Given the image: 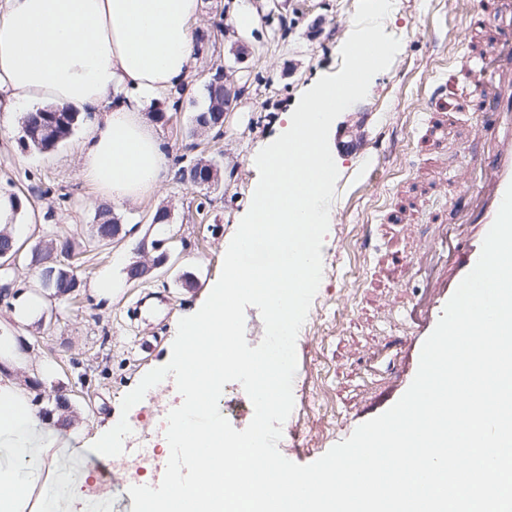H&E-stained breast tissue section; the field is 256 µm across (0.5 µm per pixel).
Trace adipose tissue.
<instances>
[{
  "label": "adipose tissue",
  "instance_id": "obj_1",
  "mask_svg": "<svg viewBox=\"0 0 512 512\" xmlns=\"http://www.w3.org/2000/svg\"><path fill=\"white\" fill-rule=\"evenodd\" d=\"M198 0H0V114L55 106L92 115L80 176L114 205L144 200L170 177L144 115L189 77ZM77 448L25 387L0 384V512H107L81 491Z\"/></svg>",
  "mask_w": 512,
  "mask_h": 512
}]
</instances>
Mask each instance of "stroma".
Wrapping results in <instances>:
<instances>
[{"mask_svg": "<svg viewBox=\"0 0 512 512\" xmlns=\"http://www.w3.org/2000/svg\"><path fill=\"white\" fill-rule=\"evenodd\" d=\"M226 0H200L198 32L214 36L215 48L195 54L187 91L179 106L155 99L148 114L172 111L170 123H157L161 148L172 169L199 158L218 162V179L194 186L171 177L159 192L143 201L113 207L128 235L117 245L86 253L82 284L70 297L39 290V275L28 262L17 263L11 295L0 296V339L23 349L32 373L36 407L47 410L60 426V444L80 447L108 421L127 416L135 422L141 447L153 460L165 454L159 413L178 398L176 388L160 387L154 401L136 404L122 414L121 401L151 369L166 364L180 318L199 309L210 284L218 280L224 252L247 213L258 180L253 157L283 125L307 88L322 75L337 73L340 49L353 28L357 0H279L282 20L260 19L243 27L244 44L223 34ZM478 0H397L384 21L385 33L398 37L401 48L390 67L377 74L365 99L333 123L329 144L339 178L330 208L329 229L321 249L323 278L297 342L299 378L294 409L282 426L291 461L309 464L321 457L349 410L379 380L367 352L392 339L395 322L383 321L375 286L376 263L397 243L390 230L394 206L401 201L400 183L416 176L418 193L428 204L413 208L411 226L418 235L432 233L430 219L453 218L450 189L467 176L460 159L448 158V180L432 173V154L421 111L435 79L464 44L470 12ZM236 94L227 106L223 133L191 137L193 115L208 104L206 85L219 67ZM88 128L79 121L71 137L54 150L25 146L19 120L0 122V192L18 196L32 222L15 225L24 239L38 241L70 232L85 241L100 201L80 175L78 147ZM167 208L173 237L172 271L154 273L146 282H127L126 262L139 259L141 242L157 238L150 221ZM192 275L184 285L179 273ZM112 285L99 287L103 276ZM38 293L40 319L16 322L17 295ZM147 295L166 297L165 314L151 327L130 320L128 307ZM159 339L157 351H140L144 332ZM91 465L86 489L103 486L112 512H131L133 485H149L154 468L120 467L101 475L98 454L87 452Z\"/></svg>", "mask_w": 512, "mask_h": 512, "instance_id": "stroma-1", "label": "stroma"}]
</instances>
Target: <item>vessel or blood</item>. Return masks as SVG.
Masks as SVG:
<instances>
[{"instance_id": "obj_1", "label": "vessel or blood", "mask_w": 512, "mask_h": 512, "mask_svg": "<svg viewBox=\"0 0 512 512\" xmlns=\"http://www.w3.org/2000/svg\"><path fill=\"white\" fill-rule=\"evenodd\" d=\"M469 27L476 33H491V40L469 46L458 57L455 65L465 76L463 86L451 97L445 83L436 82L428 96L430 106L419 113L418 122L426 126L430 139L439 148L435 157L438 175H446L448 167V122L442 108L479 112L480 135L491 147L465 154V168L471 180L456 192L464 202L458 210L459 223L448 225L442 218H434L432 238L409 237L403 254L392 255L384 264L383 276L390 291L379 299L380 313L383 318L397 320L400 333L390 344L374 350L373 355L385 363L395 379L348 414L336 433L340 441L390 408L408 389L425 339L458 284L475 266L505 190L512 184V68L503 65L505 58L512 57V0H481L470 17ZM447 243L453 249L444 269L433 278L425 300L417 302L401 295V288Z\"/></svg>"}]
</instances>
